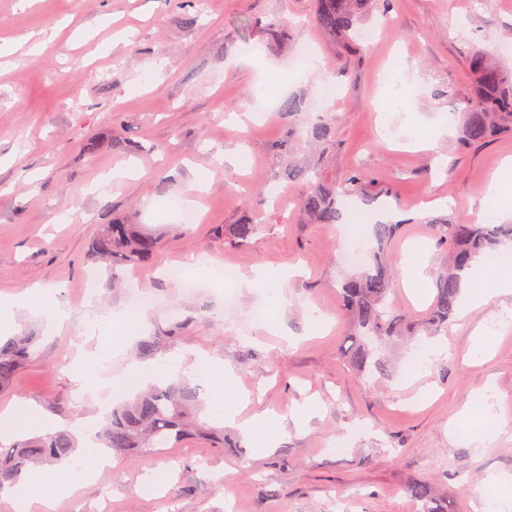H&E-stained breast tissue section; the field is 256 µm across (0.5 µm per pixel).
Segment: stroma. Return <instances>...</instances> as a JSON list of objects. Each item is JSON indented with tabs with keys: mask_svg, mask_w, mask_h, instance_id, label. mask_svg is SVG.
<instances>
[{
	"mask_svg": "<svg viewBox=\"0 0 512 512\" xmlns=\"http://www.w3.org/2000/svg\"><path fill=\"white\" fill-rule=\"evenodd\" d=\"M390 10L392 28L350 49L323 39L312 0H207L203 8L197 0H0V45L9 48L0 56V293L53 287L71 313L61 329L17 313L15 331L33 328L42 340L0 390V411L23 398L62 425L97 416L66 374L78 349L103 354L112 375L132 362L139 338L157 336L167 360L233 366L252 394L245 416L268 411L281 423L262 457L226 424L222 436L190 434L147 461L117 458L110 475L77 483L55 512H420L409 493L417 481L446 512H483L490 478L512 482V326L487 354L474 352L475 330L512 308V295L458 312L440 336L447 357L419 379L404 370L412 349L404 341L389 348L392 377H359L343 356L338 251L367 233L304 224L268 200L284 163L275 145L288 138L282 102L296 97L334 115L335 141L318 158L326 180L344 181L354 168L375 176L353 202L374 210L375 221L388 207L404 223L389 251L391 300L415 318L431 302L432 274L448 255L421 216L480 214L492 174L512 156V137L463 147L454 120L472 98V52L512 44V0H391ZM43 30L55 31L54 41L23 55ZM304 49L319 56V70L300 68ZM327 82L337 96L323 101ZM116 138L131 151L113 148ZM90 141L95 151H85ZM123 168L129 178L97 192L101 176ZM196 171L209 175L205 191L191 183ZM174 198L191 200L196 223L163 214ZM114 221L158 236V265L125 270L121 287L87 295L97 272L88 246ZM244 221L260 230L240 246L230 230ZM412 246L429 255L418 285L406 262ZM199 255L235 271L300 268L273 311L281 334L253 320L267 303L264 285L207 280L189 295L168 276ZM136 285L154 302L139 338L125 340L112 319ZM313 306L325 319L320 336L308 333ZM93 318L109 328L90 339ZM487 386L503 424L480 450L452 425ZM309 401L315 415L295 423L294 410ZM158 471L170 475L162 493Z\"/></svg>",
	"mask_w": 512,
	"mask_h": 512,
	"instance_id": "35a3bbf8",
	"label": "stroma"
}]
</instances>
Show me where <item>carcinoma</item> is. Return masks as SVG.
<instances>
[{"mask_svg": "<svg viewBox=\"0 0 512 512\" xmlns=\"http://www.w3.org/2000/svg\"><path fill=\"white\" fill-rule=\"evenodd\" d=\"M376 11H389V0H315L318 27L334 43L360 38L362 25ZM469 70L473 96L470 105L459 112L461 141L479 144L512 133V70H506L500 59L484 51L472 54ZM303 112L300 99L290 98L281 106V115L288 120V140L277 145L278 152L287 155L280 178L304 187L296 205L305 223L337 224L345 198L363 189L368 176L354 168L344 182L336 184L325 180L319 165L298 162L293 155L294 143L305 138L326 146L334 124V117L330 116L306 125L299 121ZM400 227L393 222L375 224V245L368 261L339 283L341 305L349 318L350 345L344 357L360 374L383 378L390 372L387 360L369 348L367 338L387 344L411 330L406 316L387 306L392 290L389 246ZM428 228L436 245L448 250V266L434 273V297L417 329L436 336L447 330L456 317L466 271L485 259L487 253L512 242V224H474L460 214L432 217ZM259 229L260 225L251 222L234 225V243L248 242ZM157 251L155 237L140 231L135 224L118 221L101 225L91 245L93 260L105 264L114 281L118 270L125 266L152 264ZM39 340L30 330L0 339V389L8 386L19 368L36 356ZM198 405L197 389L184 379L154 384L112 406L97 433V441L101 447L132 459L138 453L144 456L166 448L191 432L210 436L214 430L192 419V408ZM77 448L79 439L71 429L23 437L8 444L0 442V493L19 488L36 466L69 464ZM409 493L423 504V512H443L432 507L433 492L427 484L416 482L409 487Z\"/></svg>", "mask_w": 512, "mask_h": 512, "instance_id": "carcinoma-1", "label": "carcinoma"}]
</instances>
